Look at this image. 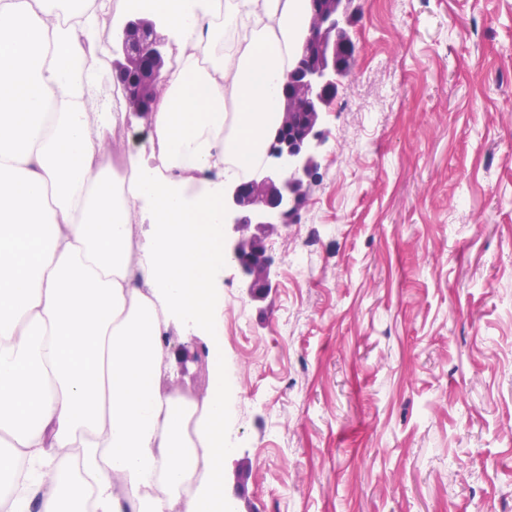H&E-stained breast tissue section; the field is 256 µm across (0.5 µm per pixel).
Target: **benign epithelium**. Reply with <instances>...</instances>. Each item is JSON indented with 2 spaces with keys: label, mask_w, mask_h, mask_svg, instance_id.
I'll use <instances>...</instances> for the list:
<instances>
[{
  "label": "benign epithelium",
  "mask_w": 512,
  "mask_h": 512,
  "mask_svg": "<svg viewBox=\"0 0 512 512\" xmlns=\"http://www.w3.org/2000/svg\"><path fill=\"white\" fill-rule=\"evenodd\" d=\"M309 4L307 44L288 66V81L282 82V121L263 175L224 194V259L236 269L253 301L265 299L273 287L266 239L275 226H286L297 215L306 183L320 167L323 114L340 80L351 74L354 0H309ZM118 53L120 57L112 61L115 78L123 81L137 74L138 86H123L130 110L149 111L152 101L142 92L160 82L165 64L153 24L139 16L130 18Z\"/></svg>",
  "instance_id": "obj_1"
}]
</instances>
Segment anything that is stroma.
<instances>
[{
    "mask_svg": "<svg viewBox=\"0 0 512 512\" xmlns=\"http://www.w3.org/2000/svg\"><path fill=\"white\" fill-rule=\"evenodd\" d=\"M355 4L273 288L221 278L224 507L512 512V0ZM167 344V389L205 396L202 337Z\"/></svg>",
    "mask_w": 512,
    "mask_h": 512,
    "instance_id": "stroma-1",
    "label": "stroma"
}]
</instances>
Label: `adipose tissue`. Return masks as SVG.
I'll list each match as a JSON object with an SVG mask.
<instances>
[{
    "mask_svg": "<svg viewBox=\"0 0 512 512\" xmlns=\"http://www.w3.org/2000/svg\"><path fill=\"white\" fill-rule=\"evenodd\" d=\"M183 62L147 114L140 150L113 163L117 122L95 54L112 0L51 20L49 0H0V472L82 464L64 487L34 481L16 512H67L92 474L99 512H221L224 389L160 388L163 327L224 333V185L257 164L281 113L277 84L303 49L308 0H142ZM250 29L217 59L223 28ZM235 112H228V105ZM149 228L134 244L126 204ZM165 480L168 495L144 496Z\"/></svg>",
    "mask_w": 512,
    "mask_h": 512,
    "instance_id": "obj_1",
    "label": "adipose tissue"
}]
</instances>
